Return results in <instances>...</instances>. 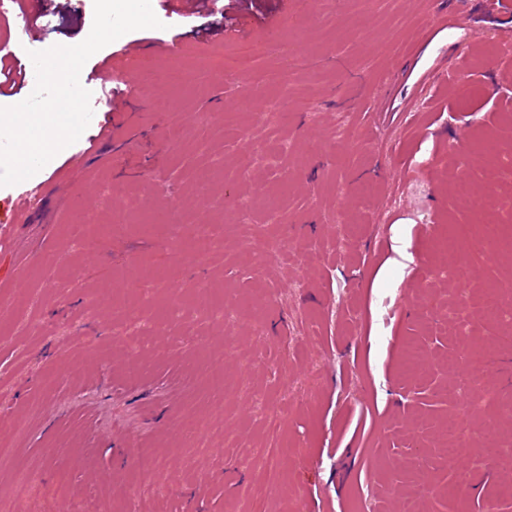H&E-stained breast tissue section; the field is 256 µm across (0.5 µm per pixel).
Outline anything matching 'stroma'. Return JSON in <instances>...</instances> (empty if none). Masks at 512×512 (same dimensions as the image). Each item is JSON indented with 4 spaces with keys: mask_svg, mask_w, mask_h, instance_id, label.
<instances>
[{
    "mask_svg": "<svg viewBox=\"0 0 512 512\" xmlns=\"http://www.w3.org/2000/svg\"><path fill=\"white\" fill-rule=\"evenodd\" d=\"M238 2L151 0L161 28L84 65L93 117L32 176L53 188L28 223L13 221L23 184L0 187V421L19 450L0 464V512H252L272 473L269 512H356L369 487L367 512H512V439L483 442L512 401V345L484 346L507 323L486 318V294L512 284L495 241L512 177L488 173L512 158V24L482 0H448L458 25L421 0ZM93 17L94 0H67L19 48L73 44ZM143 45L184 80L141 78ZM106 57L135 87L113 110L91 75ZM459 72L480 90L460 123L435 110ZM169 207L163 239L152 221ZM462 224L461 272L439 274ZM200 228L216 246L194 260L182 246ZM411 345L426 354L413 377ZM463 354L482 379L449 372Z\"/></svg>",
    "mask_w": 512,
    "mask_h": 512,
    "instance_id": "35a3bbf8",
    "label": "stroma"
}]
</instances>
